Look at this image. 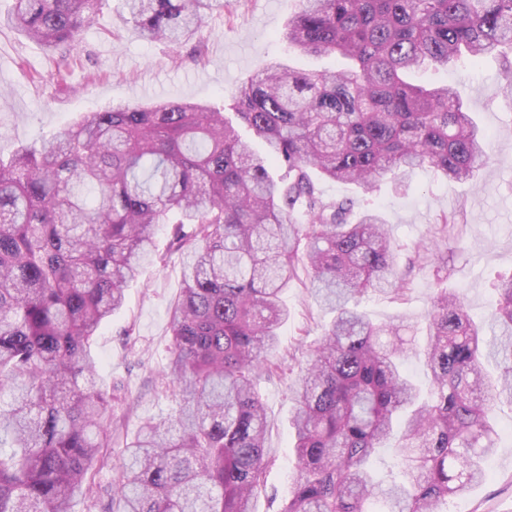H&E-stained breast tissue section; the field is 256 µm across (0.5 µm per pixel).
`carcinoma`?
Returning a JSON list of instances; mask_svg holds the SVG:
<instances>
[{
    "instance_id": "carcinoma-1",
    "label": "carcinoma",
    "mask_w": 512,
    "mask_h": 512,
    "mask_svg": "<svg viewBox=\"0 0 512 512\" xmlns=\"http://www.w3.org/2000/svg\"><path fill=\"white\" fill-rule=\"evenodd\" d=\"M0 16L38 43L65 80L78 34L110 0H12ZM147 41L182 44L224 0H125ZM288 48L334 54L332 72L269 61L232 109L263 139L256 154L224 107L165 101L88 112L0 157V512H71L98 494L94 460L112 447L93 338L174 224L187 263L171 307L170 416L125 446L112 483L122 512H252L267 466L264 404L283 295L302 267L332 319L288 379L297 471L280 512H448L488 477L512 409V278L495 287V336L464 296L436 289L424 343L358 310L398 294L400 264L374 207L325 197L319 181L367 194L428 167L474 179L490 142L448 85L409 81L424 66L512 52V0H302ZM423 359L429 396L403 369ZM391 455V480L371 461Z\"/></svg>"
}]
</instances>
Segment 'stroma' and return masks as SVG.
Segmentation results:
<instances>
[{"label": "stroma", "instance_id": "1", "mask_svg": "<svg viewBox=\"0 0 512 512\" xmlns=\"http://www.w3.org/2000/svg\"><path fill=\"white\" fill-rule=\"evenodd\" d=\"M299 7V0H224L223 10L214 12L206 26L174 47L141 39L126 21L121 0H111L110 9L78 36L71 70L61 84L53 80V67L40 46L14 28L0 26V155L50 137L81 113L117 103L231 102L238 84L270 60L296 70H335V56L288 51L283 33ZM511 68L512 53H507L487 57L476 68L452 63L412 75L418 84L452 86L487 133L493 160L481 171L479 187L429 170L416 172L400 190L381 182L369 196L352 185L322 184L325 196L379 207L397 244L411 248L434 243L446 251L452 267L447 285L465 295L478 320L491 309L494 284L512 277V101L502 93L504 73ZM444 214L454 215L453 226L440 224ZM156 246L165 264L142 269L126 290L123 308L93 344L100 361L98 384L112 406V445L93 467L104 512L113 508L108 491L126 441L143 421L168 416L176 406L163 370L172 342L169 310L182 286L185 256L174 250L169 226L160 229ZM436 286L427 266L414 270L403 294H365L359 309L378 323L401 317L417 322ZM284 301L289 317L272 357L277 369L259 384L268 465L253 500L254 512H279L288 498L296 471L288 372L305 359L331 319L311 294L307 274L292 283ZM497 423L500 439L489 478L451 499L448 512H512V409L500 410Z\"/></svg>", "mask_w": 512, "mask_h": 512}]
</instances>
